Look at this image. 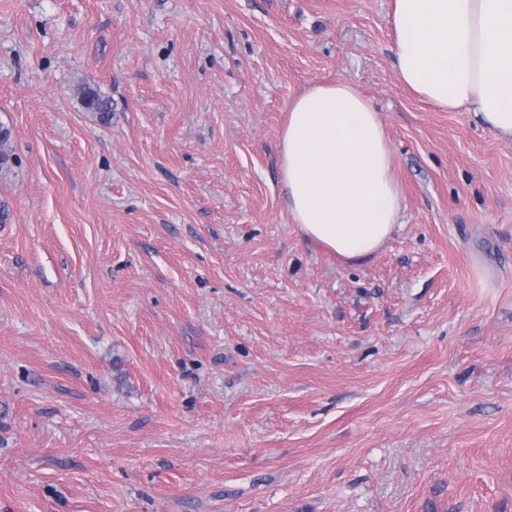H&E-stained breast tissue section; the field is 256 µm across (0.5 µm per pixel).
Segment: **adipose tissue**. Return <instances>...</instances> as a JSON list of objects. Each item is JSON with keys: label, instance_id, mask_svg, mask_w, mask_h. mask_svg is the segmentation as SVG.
<instances>
[{"label": "adipose tissue", "instance_id": "1", "mask_svg": "<svg viewBox=\"0 0 512 512\" xmlns=\"http://www.w3.org/2000/svg\"><path fill=\"white\" fill-rule=\"evenodd\" d=\"M391 23L407 87L512 139V0H393ZM276 151L305 237L348 263L383 247L403 194L380 114L354 83H312L294 96Z\"/></svg>", "mask_w": 512, "mask_h": 512}]
</instances>
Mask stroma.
I'll return each mask as SVG.
<instances>
[{
    "label": "stroma",
    "instance_id": "35a3bbf8",
    "mask_svg": "<svg viewBox=\"0 0 512 512\" xmlns=\"http://www.w3.org/2000/svg\"><path fill=\"white\" fill-rule=\"evenodd\" d=\"M391 11L0 0V512H512V139L403 85ZM342 78L404 191L352 264L275 154ZM79 95L83 106L90 112H100V114H105L112 110V103L110 99L90 87H81Z\"/></svg>",
    "mask_w": 512,
    "mask_h": 512
}]
</instances>
